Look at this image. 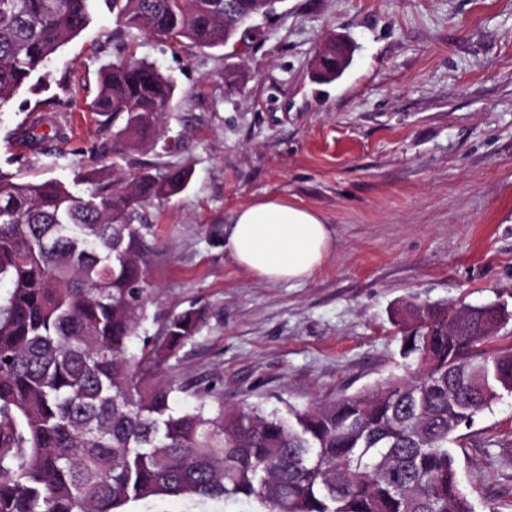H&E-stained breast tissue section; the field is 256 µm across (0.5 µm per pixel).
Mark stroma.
Wrapping results in <instances>:
<instances>
[{
    "label": "stroma",
    "instance_id": "obj_1",
    "mask_svg": "<svg viewBox=\"0 0 512 512\" xmlns=\"http://www.w3.org/2000/svg\"><path fill=\"white\" fill-rule=\"evenodd\" d=\"M243 52L118 25L106 11L0 109V171L71 183L105 138L88 105L123 56L176 86L138 169L189 166L145 208L153 247L143 330L188 306L204 323L161 374L175 406L288 416L406 374L411 299L512 310V0H279ZM353 47L335 81L312 75L330 36ZM66 138L24 143L34 116ZM279 198L322 215L336 252L304 283L263 282L224 250L233 212ZM458 478L474 512H512V394L461 428ZM254 498L156 497L124 512H263Z\"/></svg>",
    "mask_w": 512,
    "mask_h": 512
}]
</instances>
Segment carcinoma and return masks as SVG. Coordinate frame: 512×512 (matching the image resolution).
Returning a JSON list of instances; mask_svg holds the SVG:
<instances>
[{"label":"carcinoma","instance_id":"cac0c4a2","mask_svg":"<svg viewBox=\"0 0 512 512\" xmlns=\"http://www.w3.org/2000/svg\"><path fill=\"white\" fill-rule=\"evenodd\" d=\"M117 23L217 48L278 0H0V109L86 29L98 2ZM172 80L118 59L90 110L116 128L112 167L53 179L0 172V512H118L155 497H254L267 512H473L461 491L457 432L512 393V313L498 303L401 302L409 377L285 418L257 409L180 411L160 373L199 332L201 310L139 336L150 294L152 225L143 208L189 171H135L129 152L161 134ZM141 338L137 353L129 343Z\"/></svg>","mask_w":512,"mask_h":512}]
</instances>
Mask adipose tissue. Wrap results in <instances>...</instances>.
I'll return each mask as SVG.
<instances>
[{
	"label": "adipose tissue",
	"mask_w": 512,
	"mask_h": 512,
	"mask_svg": "<svg viewBox=\"0 0 512 512\" xmlns=\"http://www.w3.org/2000/svg\"><path fill=\"white\" fill-rule=\"evenodd\" d=\"M224 249L255 279L305 282L335 251L336 241L315 210L266 199L233 213Z\"/></svg>",
	"instance_id": "obj_1"
}]
</instances>
